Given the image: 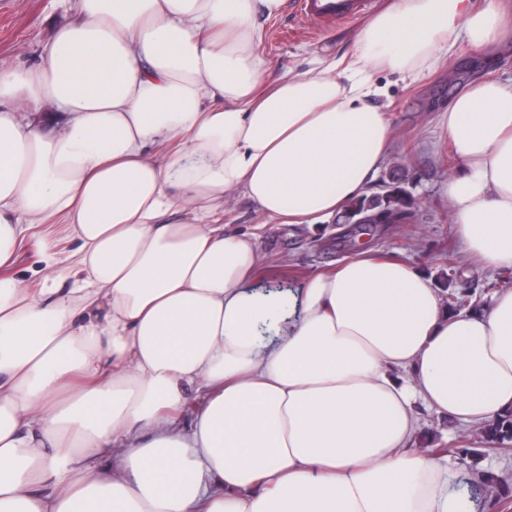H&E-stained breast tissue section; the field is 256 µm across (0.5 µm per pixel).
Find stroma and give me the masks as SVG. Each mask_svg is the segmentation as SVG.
<instances>
[{
	"instance_id": "35a3bbf8",
	"label": "stroma",
	"mask_w": 512,
	"mask_h": 512,
	"mask_svg": "<svg viewBox=\"0 0 512 512\" xmlns=\"http://www.w3.org/2000/svg\"><path fill=\"white\" fill-rule=\"evenodd\" d=\"M75 9L76 0H0V65L33 63L55 27L73 18ZM363 23L359 17L346 24L318 28L292 21L285 12L265 22L260 50L270 62L267 81L307 72L316 61H330L351 50ZM482 63V52L463 43L444 70L420 81L404 82L385 72L376 75L386 88L378 103L390 116L394 141L370 190L377 193L382 183L399 182L421 200L422 207L413 223L380 225L368 243L380 255L413 262L433 279L447 273L449 252L459 249L447 192L448 159L454 149L439 126V114ZM220 222L229 231L249 229L257 233V246L263 257L257 277L261 285L280 279L291 287H300L304 278L335 268L360 247L357 238L343 237L342 214L311 226L269 224L240 191L225 199ZM511 287L512 272L475 267L457 284L458 290L483 305L489 304L496 290ZM418 418L413 448L480 445L477 426L457 423L423 409Z\"/></svg>"
}]
</instances>
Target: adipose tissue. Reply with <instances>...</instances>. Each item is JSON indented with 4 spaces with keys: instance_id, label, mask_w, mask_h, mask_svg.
<instances>
[{
    "instance_id": "adipose-tissue-1",
    "label": "adipose tissue",
    "mask_w": 512,
    "mask_h": 512,
    "mask_svg": "<svg viewBox=\"0 0 512 512\" xmlns=\"http://www.w3.org/2000/svg\"><path fill=\"white\" fill-rule=\"evenodd\" d=\"M504 2L390 0L351 54L269 83L284 0H79L38 63L0 66V512H473L410 450L415 408L512 409V288L451 314L365 247L255 290L256 235L218 216L238 190L289 225L361 196L393 138L376 71L512 39ZM440 125L456 238L510 272L512 79L469 82ZM36 224L77 250L43 238L34 291L9 269Z\"/></svg>"
}]
</instances>
